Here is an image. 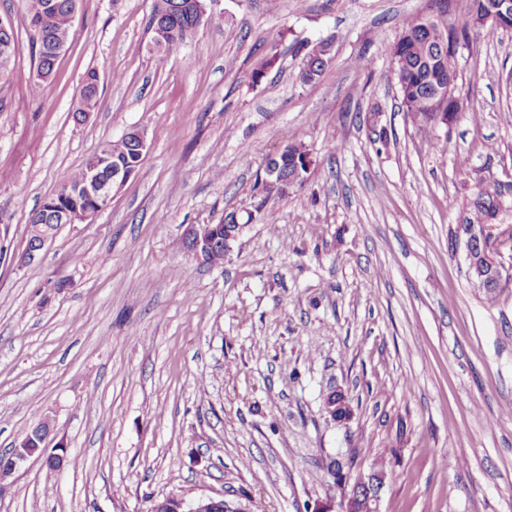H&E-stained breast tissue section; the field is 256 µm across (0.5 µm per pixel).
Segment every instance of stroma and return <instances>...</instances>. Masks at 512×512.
<instances>
[{"mask_svg":"<svg viewBox=\"0 0 512 512\" xmlns=\"http://www.w3.org/2000/svg\"><path fill=\"white\" fill-rule=\"evenodd\" d=\"M153 6L80 0L36 98L25 0H0L16 34L0 78V454L47 416L73 459L51 480L29 460L0 512H148L169 495L308 512L341 495L334 457L383 468L381 512H512V298L487 303L448 235L477 183L512 185V31L471 33L469 109L436 128L440 153L381 46L436 0H213L161 66ZM321 41L331 59L301 82ZM259 53L274 62L258 77ZM91 70L100 102L78 125ZM143 123L148 154L110 206L19 265L60 174ZM288 143L311 175L261 201L265 156ZM233 212L248 225L223 263L189 254L187 225ZM334 390L343 423L324 408Z\"/></svg>","mask_w":512,"mask_h":512,"instance_id":"obj_1","label":"stroma"}]
</instances>
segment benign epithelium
I'll return each mask as SVG.
<instances>
[{"label": "benign epithelium", "instance_id": "benign-epithelium-1", "mask_svg": "<svg viewBox=\"0 0 512 512\" xmlns=\"http://www.w3.org/2000/svg\"><path fill=\"white\" fill-rule=\"evenodd\" d=\"M462 99L456 90L448 86L435 88L430 98V105L435 107L439 115L454 110ZM136 174V171L118 169L102 174V165H92L86 171L83 188L94 196L96 205L90 209H77L62 213L61 223L83 224L91 221L97 214L104 211L112 201V197L123 185ZM31 234L25 247L18 255L22 264L33 262L39 252L50 242L58 229L56 224H32ZM245 225L239 223L237 215L232 214L218 224H190L184 231L183 240L197 258L203 259L215 247H224V254H229L232 245L238 240ZM512 228L503 224H456L452 227L456 246L463 249L465 256L466 277L477 288L485 287L491 278H512V263H504L500 255L493 250H484L475 254L474 245L482 243L489 237L506 233ZM52 421L49 417L42 418L27 432L26 438L14 443L0 461V494L6 488V482L30 459H40L43 464L52 466L59 471L69 463L67 445L60 440L55 444L54 451L47 448V440L51 434ZM338 484H351L349 493L341 496L336 504L320 503L313 512H379L381 491L385 485V474L377 469L367 473L360 472L351 476L345 463L336 461ZM150 512H224V498L209 495L199 496L191 501L182 497L167 496L154 500Z\"/></svg>", "mask_w": 512, "mask_h": 512}]
</instances>
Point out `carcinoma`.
<instances>
[{
    "mask_svg": "<svg viewBox=\"0 0 512 512\" xmlns=\"http://www.w3.org/2000/svg\"><path fill=\"white\" fill-rule=\"evenodd\" d=\"M72 0H26L25 20L31 24L42 21L39 38L32 39V51L36 67V79L30 85L33 96H39L51 78L57 56L52 52L55 41L68 40L70 33V4ZM207 0H156L149 19L151 43H156L159 31H164V41L174 47L191 36L203 23ZM456 11V0H440V11L428 18H407L401 25V31L392 41L383 42L385 54L396 63V76L401 85L398 86L400 105L407 112L414 127L427 130L436 126V118L427 107L425 97L433 83L444 80L457 84L459 72L458 53L453 50V41L469 40V22L458 26L451 21ZM326 62L308 53L304 68L300 71V79L310 83L319 78ZM99 77L96 72L87 73L79 95V100L72 110V115L80 112H92L98 105ZM308 150L301 144L288 145V158L282 160L281 172L284 175L293 173L299 167L302 178L297 186H303L310 176L303 158ZM102 161L105 169L141 168L143 159L135 151V146L122 136L115 141L105 143L102 150ZM86 166L61 174L55 192L47 197L39 211L32 214L29 222L38 224L50 221L61 212L76 207H87L92 204L90 197L79 192ZM508 204L505 191L480 188L470 200L472 224H495L501 205Z\"/></svg>",
    "mask_w": 512,
    "mask_h": 512,
    "instance_id": "cac0c4a2",
    "label": "carcinoma"
}]
</instances>
